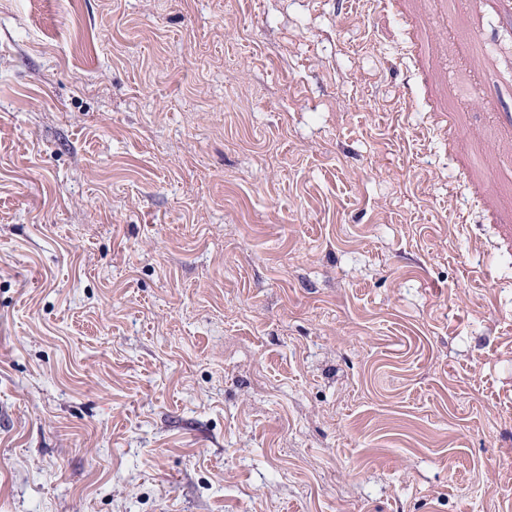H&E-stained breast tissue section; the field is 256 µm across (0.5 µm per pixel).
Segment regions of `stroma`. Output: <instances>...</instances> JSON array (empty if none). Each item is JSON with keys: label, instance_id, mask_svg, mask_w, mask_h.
Segmentation results:
<instances>
[{"label": "stroma", "instance_id": "stroma-1", "mask_svg": "<svg viewBox=\"0 0 512 512\" xmlns=\"http://www.w3.org/2000/svg\"><path fill=\"white\" fill-rule=\"evenodd\" d=\"M0 512H512V0H0Z\"/></svg>", "mask_w": 512, "mask_h": 512}]
</instances>
